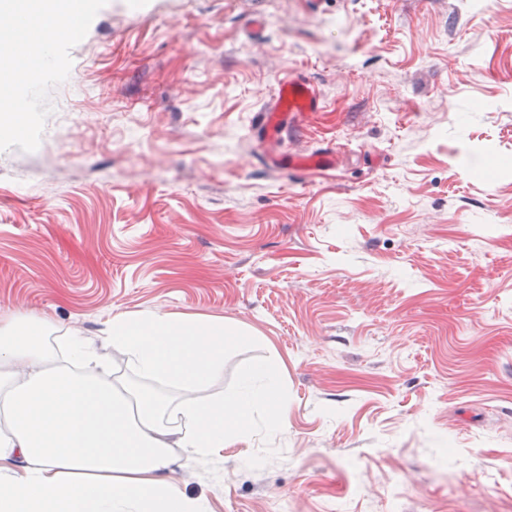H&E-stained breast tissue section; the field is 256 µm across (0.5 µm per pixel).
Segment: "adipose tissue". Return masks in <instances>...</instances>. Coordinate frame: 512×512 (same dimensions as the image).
I'll use <instances>...</instances> for the list:
<instances>
[{"mask_svg":"<svg viewBox=\"0 0 512 512\" xmlns=\"http://www.w3.org/2000/svg\"><path fill=\"white\" fill-rule=\"evenodd\" d=\"M48 326L0 318V512H207L168 480L176 460L213 456L246 435L253 414L275 415L277 367H247L230 399L198 390L224 372L219 319L117 317L100 343L79 336L48 347ZM144 382L183 392L130 400L111 379L87 374L106 348Z\"/></svg>","mask_w":512,"mask_h":512,"instance_id":"obj_1","label":"adipose tissue"}]
</instances>
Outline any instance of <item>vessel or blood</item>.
Wrapping results in <instances>:
<instances>
[{
	"label": "vessel or blood",
	"instance_id": "1",
	"mask_svg": "<svg viewBox=\"0 0 512 512\" xmlns=\"http://www.w3.org/2000/svg\"><path fill=\"white\" fill-rule=\"evenodd\" d=\"M321 108V97L309 81L289 77L278 83L271 104L257 114L256 123L264 133L278 134L288 124L296 123ZM287 161L310 170L324 171L335 168L336 154L327 147L298 157L288 156Z\"/></svg>",
	"mask_w": 512,
	"mask_h": 512
}]
</instances>
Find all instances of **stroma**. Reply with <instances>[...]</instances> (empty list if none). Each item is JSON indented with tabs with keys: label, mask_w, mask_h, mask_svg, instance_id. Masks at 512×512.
<instances>
[{
	"label": "stroma",
	"mask_w": 512,
	"mask_h": 512,
	"mask_svg": "<svg viewBox=\"0 0 512 512\" xmlns=\"http://www.w3.org/2000/svg\"><path fill=\"white\" fill-rule=\"evenodd\" d=\"M71 57L0 152V313L222 318L204 399L274 363L278 420L175 468L209 512H512V0H108ZM287 74L323 107L271 143ZM284 164L298 165L314 171H324L335 168L336 154L332 148H322L316 152L295 157L288 154V158L284 159Z\"/></svg>",
	"instance_id": "stroma-1"
}]
</instances>
